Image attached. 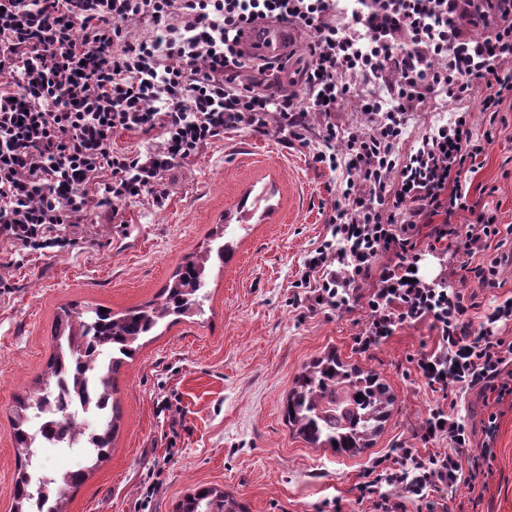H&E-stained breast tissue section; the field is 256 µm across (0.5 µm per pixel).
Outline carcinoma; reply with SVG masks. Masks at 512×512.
<instances>
[{
	"instance_id": "carcinoma-1",
	"label": "carcinoma",
	"mask_w": 512,
	"mask_h": 512,
	"mask_svg": "<svg viewBox=\"0 0 512 512\" xmlns=\"http://www.w3.org/2000/svg\"><path fill=\"white\" fill-rule=\"evenodd\" d=\"M228 244L209 247L185 258L155 300L124 312L88 307L83 311L63 310L54 335V354L45 378L18 396L13 422L20 465L10 494L16 512H26L30 497L27 470L31 457L27 423L34 412L50 401L51 383L78 365L76 384L84 385L83 371L93 373L96 387L108 402V416L88 456L99 464L110 456L120 419L114 399V381L119 370L133 359L139 341L151 335L170 316H188L203 311L207 300L206 264L212 256L224 261ZM394 397L384 379L371 370L343 363L330 352L315 360L296 378L284 412L288 424L312 448H330L338 454L354 455L371 445L390 416ZM82 469L70 472L64 483L46 485L42 497L52 502L50 512H64L66 491L80 486ZM176 512H244L237 500L214 488H200L187 495Z\"/></svg>"
}]
</instances>
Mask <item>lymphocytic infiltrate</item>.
<instances>
[{
    "label": "lymphocytic infiltrate",
    "mask_w": 512,
    "mask_h": 512,
    "mask_svg": "<svg viewBox=\"0 0 512 512\" xmlns=\"http://www.w3.org/2000/svg\"><path fill=\"white\" fill-rule=\"evenodd\" d=\"M0 0V244L28 256L58 246L62 225L85 223L94 199L119 215L143 191L163 203L167 172L223 139L229 129L260 131L275 123L287 143L318 140L313 164L348 175L337 189L329 234L304 262L294 304L349 312L368 320L355 339L376 347L407 324L430 321L435 344L414 368L435 392L478 387L512 396L502 369L512 342L497 323L512 321V296L479 323L473 298L448 286L469 272L481 287L498 285L500 258L469 266L492 241L512 237L494 211L469 199V173L493 142L475 137L469 113L425 135L407 160L400 143L411 112L438 92L478 98L496 118L512 101V0ZM145 35L132 38L128 21ZM285 21L306 32L308 67L296 89L269 92L248 79L255 60L241 43L260 22ZM384 80L393 105L381 109L356 83ZM357 102L366 126H342L343 102ZM159 132L160 149H114L118 132ZM471 216L466 228L457 214ZM440 217L426 242L420 220ZM464 257L448 276L427 281L422 251ZM456 401L436 404L421 427L425 442L453 443L445 453L409 448L376 462L360 485L374 512L433 508V495L474 487L490 459L495 425L471 449Z\"/></svg>",
    "instance_id": "f902f5d3"
}]
</instances>
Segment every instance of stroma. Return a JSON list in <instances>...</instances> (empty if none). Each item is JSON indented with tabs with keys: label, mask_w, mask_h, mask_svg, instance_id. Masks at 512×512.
<instances>
[{
	"label": "stroma",
	"mask_w": 512,
	"mask_h": 512,
	"mask_svg": "<svg viewBox=\"0 0 512 512\" xmlns=\"http://www.w3.org/2000/svg\"><path fill=\"white\" fill-rule=\"evenodd\" d=\"M471 113L475 135L488 121L478 99L429 98L409 118L401 157L436 127L433 107ZM494 142L469 174L470 198L512 225V107L497 119ZM344 172L317 167L309 151L282 142L274 130L228 132L169 172L168 197L143 194L126 202L123 221L92 204L70 246L25 258L0 246V512H12L18 467L12 429L15 397L46 373L61 308L101 305L118 311L151 301L188 254L201 250L224 212L248 196L271 192L230 242L223 263L211 264L203 316L159 327L119 375L115 394L120 429L110 457L69 492L65 512H176L195 489L233 494L244 512H369L356 486L373 464L397 448L450 450L449 440L423 442L418 432L440 400L411 359L436 336L430 321L399 327L379 346L359 351L354 338L362 310L308 312L292 306L305 259L327 232L335 196L329 183ZM499 287L453 277L448 285L475 294L479 321L512 295V261H503ZM345 363L380 373L394 408L370 448L354 456L309 447L289 428L284 401L301 369L328 351ZM457 410L472 447L496 416L495 457L485 487L436 494L448 512H512V404L495 403L479 388L456 392ZM154 494H146V480Z\"/></svg>",
	"instance_id": "obj_1"
}]
</instances>
